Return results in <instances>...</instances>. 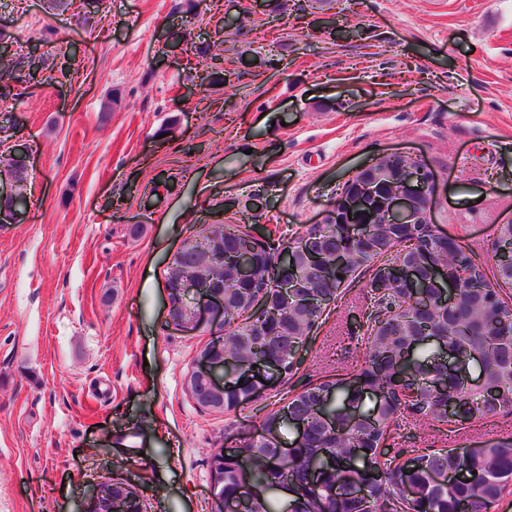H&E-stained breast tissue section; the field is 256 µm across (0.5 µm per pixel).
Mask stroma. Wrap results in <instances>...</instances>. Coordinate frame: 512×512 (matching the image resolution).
<instances>
[{
	"instance_id": "obj_1",
	"label": "stroma",
	"mask_w": 512,
	"mask_h": 512,
	"mask_svg": "<svg viewBox=\"0 0 512 512\" xmlns=\"http://www.w3.org/2000/svg\"><path fill=\"white\" fill-rule=\"evenodd\" d=\"M281 2L277 32L263 0H0L19 76L0 151L29 154L26 205L0 223V512H84L115 482L142 512H213L212 455L361 363L370 267L291 379L233 411L200 407L185 378L219 331L169 322L165 272L205 226L290 238L394 152L430 169L434 225L480 258L512 220V0ZM216 41L234 86L197 79L192 49ZM506 436L512 415L434 438L404 424L386 448Z\"/></svg>"
}]
</instances>
